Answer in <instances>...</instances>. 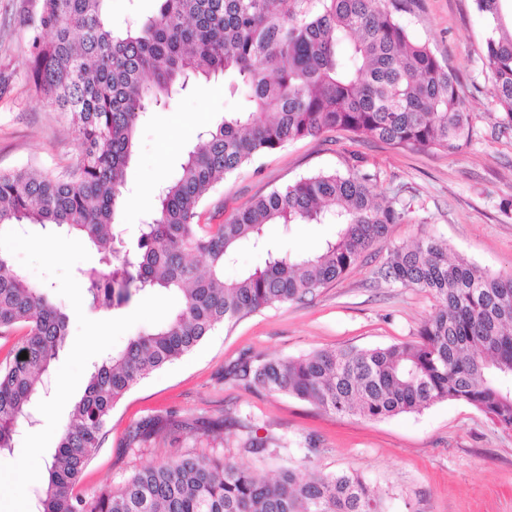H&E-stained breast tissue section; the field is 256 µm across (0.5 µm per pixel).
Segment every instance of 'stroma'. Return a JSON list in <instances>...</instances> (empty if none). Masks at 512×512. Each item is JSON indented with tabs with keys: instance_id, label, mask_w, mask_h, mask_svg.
<instances>
[{
	"instance_id": "35a3bbf8",
	"label": "stroma",
	"mask_w": 512,
	"mask_h": 512,
	"mask_svg": "<svg viewBox=\"0 0 512 512\" xmlns=\"http://www.w3.org/2000/svg\"><path fill=\"white\" fill-rule=\"evenodd\" d=\"M400 19L454 71L472 114L474 134L456 154L395 148L333 131L277 150L223 184L202 204V217L230 215L253 197L319 171L345 170L357 160L376 170L379 196L411 204L405 223L340 280L302 302L266 308L207 336L189 355L133 387L112 411L102 445L86 466L85 490L119 488L136 468L186 454L220 455L268 471L298 475L354 471L378 491L382 512H512V431L476 407L442 401L414 414L369 421L328 414L313 404L225 379L243 353L297 358L322 349L386 347L415 340L436 301L418 288L377 284L374 273L392 247L432 235L448 244L449 260L464 259L495 273L512 272V131L494 118L484 43L488 34L473 0H407ZM40 0H0V171L33 164L57 171L77 164L82 144L59 112L30 96L26 64ZM241 101L223 80L193 83L169 106L142 120L125 194H154L170 180L200 131ZM332 224H296L289 234L271 226L284 248L318 251ZM224 422L216 437H158L128 450L136 423L147 417ZM274 438L260 460L243 448L249 431ZM312 439L313 452L302 449Z\"/></svg>"
}]
</instances>
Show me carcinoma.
Segmentation results:
<instances>
[{"label":"carcinoma","mask_w":512,"mask_h":512,"mask_svg":"<svg viewBox=\"0 0 512 512\" xmlns=\"http://www.w3.org/2000/svg\"><path fill=\"white\" fill-rule=\"evenodd\" d=\"M510 1L473 0L488 28L485 60L505 130H512ZM108 2L41 0L28 90L66 119L83 155L61 172H1L0 229L39 225L95 249L98 266L80 275L99 314L134 295L182 302L93 363L37 489V512H381L377 492L355 472L271 475L203 454L140 468L117 491L86 492L80 482L112 409L133 386L216 328L336 281L411 212L398 197L377 199L378 172L352 167L302 178L216 224L200 223L201 204L224 178L290 142L336 130L459 152L473 128L456 75L398 19L406 0H160L154 16L123 32L112 29ZM219 75L244 104L198 135L178 175L156 191L136 245L126 247L116 218L139 123L191 82ZM273 224H334L336 236L317 253L290 252L271 239ZM245 247L264 254L263 266L225 277ZM376 275L436 299L418 340L246 357L227 375L247 389L366 420L465 401L511 431L512 275L450 261L434 236L390 249ZM19 326L26 333L16 355L0 362V457L12 453L20 424L36 422L70 332L51 287L31 284L0 252V334ZM166 428L209 431L204 421L147 419L129 444L142 446Z\"/></svg>","instance_id":"obj_1"}]
</instances>
